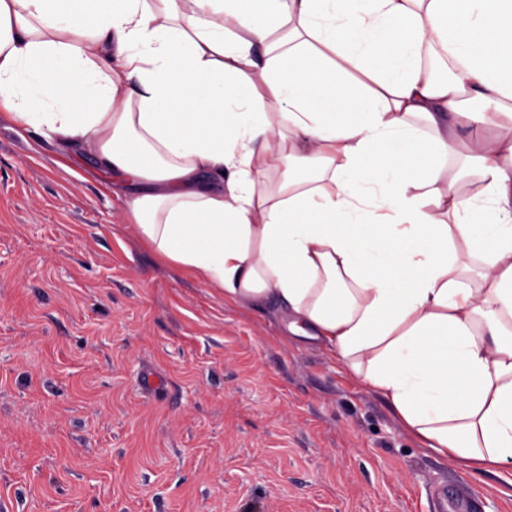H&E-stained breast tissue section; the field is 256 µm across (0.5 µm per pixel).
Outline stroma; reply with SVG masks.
Listing matches in <instances>:
<instances>
[{
    "instance_id": "stroma-1",
    "label": "stroma",
    "mask_w": 512,
    "mask_h": 512,
    "mask_svg": "<svg viewBox=\"0 0 512 512\" xmlns=\"http://www.w3.org/2000/svg\"><path fill=\"white\" fill-rule=\"evenodd\" d=\"M512 512L265 307L162 263L93 157L0 116V512ZM480 499L465 487H455L450 492L445 489L438 493L435 512H479Z\"/></svg>"
}]
</instances>
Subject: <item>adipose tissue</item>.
Listing matches in <instances>:
<instances>
[{
    "mask_svg": "<svg viewBox=\"0 0 512 512\" xmlns=\"http://www.w3.org/2000/svg\"><path fill=\"white\" fill-rule=\"evenodd\" d=\"M510 100L512 0H0V112L486 468L512 464V134H484Z\"/></svg>",
    "mask_w": 512,
    "mask_h": 512,
    "instance_id": "ef3b65f1",
    "label": "adipose tissue"
}]
</instances>
